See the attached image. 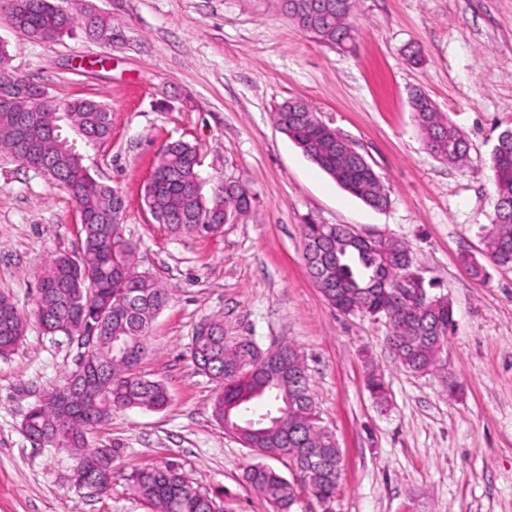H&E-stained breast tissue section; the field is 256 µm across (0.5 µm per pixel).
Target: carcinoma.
Instances as JSON below:
<instances>
[{
	"mask_svg": "<svg viewBox=\"0 0 512 512\" xmlns=\"http://www.w3.org/2000/svg\"><path fill=\"white\" fill-rule=\"evenodd\" d=\"M11 20L44 41H55L78 27L99 41H112V22L92 7L74 15L64 0H7ZM283 11L298 27L327 44L351 37L354 0H281ZM9 45L0 44V82L19 79L10 68ZM41 87L33 85L27 102L28 136L42 142L41 152L28 153L26 137L17 130V113L0 110V155L22 168L44 174L63 189L85 223L80 230L81 256L55 257L41 273L34 317L48 335L79 338L85 327L96 326L99 342L92 365L97 380L76 390L66 405L58 392L34 404L22 422L24 434L55 448H67L75 470L86 482H96L112 467L109 448L89 445L91 429L109 421L118 410H160L169 400L166 387L136 373L147 351L149 326L166 306L169 289L152 275L140 272L136 248L123 238L120 227L125 200L120 191L98 181L62 138L58 105L40 101ZM424 135L426 150L441 160L458 163L467 156V143L452 121L422 92L411 98ZM64 117L87 141L97 142L112 132L110 109L93 100L66 104ZM277 126L303 154L330 175L344 190L366 205L382 209L388 203L379 176L351 143L293 99L275 113ZM492 167L497 196L495 218L487 233V257L500 267L512 266V130L504 131L495 146ZM143 202L155 222L174 235H211L224 220L235 221L250 212L252 199L241 185L226 181L211 197L200 194V154L196 145L170 142L155 163L153 178L144 186ZM304 260L324 299L342 313L384 316L390 326V345L402 366L416 374L434 370L448 339L453 309L448 297L437 296L431 311L409 310L404 294L418 287L409 270L411 259L398 240L365 241L340 224H307ZM206 334L191 336L190 353L196 368L220 388L212 413L224 430L258 453L285 456L296 469L300 486L316 500L336 495L342 470L340 449L331 432L320 426L308 369L291 344L269 351L253 363L252 351L224 340V326L207 319ZM26 320L12 300L0 295V353L16 346ZM367 387L382 402L387 389L372 372ZM245 478L273 509L287 512L295 484L274 468L251 465ZM131 489L152 512H224L215 498L197 491L173 465L143 468L128 478Z\"/></svg>",
	"mask_w": 512,
	"mask_h": 512,
	"instance_id": "carcinoma-1",
	"label": "carcinoma"
}]
</instances>
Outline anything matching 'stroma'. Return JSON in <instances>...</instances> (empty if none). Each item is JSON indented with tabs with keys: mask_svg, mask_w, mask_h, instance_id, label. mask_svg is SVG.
Returning <instances> with one entry per match:
<instances>
[{
	"mask_svg": "<svg viewBox=\"0 0 512 512\" xmlns=\"http://www.w3.org/2000/svg\"><path fill=\"white\" fill-rule=\"evenodd\" d=\"M112 20V40L74 29L36 41L0 9L10 66L57 104L92 99L112 134L88 143L70 126L83 163L125 200L122 234L139 270L169 288L137 370L165 385L161 411L113 413L90 437L112 451V489L71 479L74 461L22 432L28 409L63 385L85 348L45 334L31 311L54 255H78L79 214L32 170L0 159V293L27 314L25 334L0 355V512H150L126 480L175 464L226 512H271L245 480L259 456L212 416L217 383L188 344L220 317L227 340L261 349L290 343L303 356L322 426L342 455L336 496L297 490L290 512H512V268L474 279L497 197L492 150L512 129V0H356L350 41L323 44L278 0H69ZM424 91L464 134L453 164L429 154L410 106ZM299 97L349 139L378 174L389 204L344 191L281 133L274 114ZM200 151L202 194L234 181L249 214L210 236L171 234L141 194L160 149ZM342 224L401 241L412 267L447 295L453 328L438 370L407 371L386 343L385 317L343 314L323 298L303 258L307 224ZM388 386L377 402L369 371Z\"/></svg>",
	"mask_w": 512,
	"mask_h": 512,
	"instance_id": "35a3bbf8",
	"label": "stroma"
}]
</instances>
